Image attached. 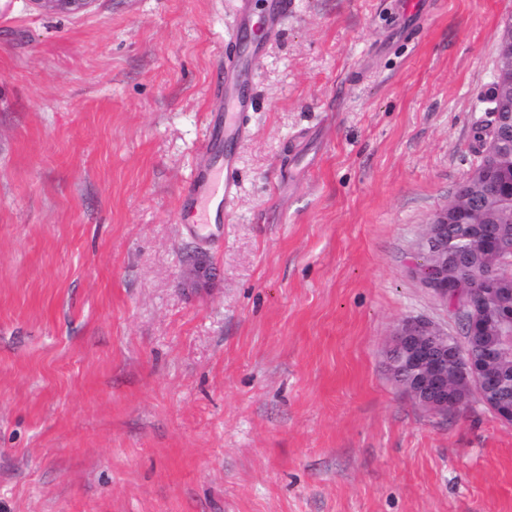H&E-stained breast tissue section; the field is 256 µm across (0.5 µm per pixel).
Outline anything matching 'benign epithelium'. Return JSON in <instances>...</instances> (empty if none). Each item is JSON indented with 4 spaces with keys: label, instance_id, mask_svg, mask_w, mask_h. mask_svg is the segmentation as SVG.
<instances>
[{
    "label": "benign epithelium",
    "instance_id": "7a95c632",
    "mask_svg": "<svg viewBox=\"0 0 512 512\" xmlns=\"http://www.w3.org/2000/svg\"><path fill=\"white\" fill-rule=\"evenodd\" d=\"M41 8L56 13H75L88 9L93 0H34ZM495 81L501 87L502 98L497 103L499 111L492 114L498 135L484 146L481 162L475 164L467 179L457 187L455 204L438 210L427 226L425 234L416 244L420 263L414 273L423 287L430 290L443 304L460 290L457 277L475 263L474 255H509L512 264V225L479 224L474 229L475 253L458 256L454 268L448 269V225L464 224L480 209L478 199L470 196L466 186L477 179L490 191L499 189L493 177L496 148L512 137V17L507 19L498 33V64ZM193 284L204 286L211 277V268L201 258L191 270ZM494 294L498 308L490 316L484 308V299ZM448 321L457 334L448 332L434 322L422 317L401 320L392 333L387 353L388 369L393 380L417 403L427 410L446 415L450 410L465 406L459 390L465 389L469 397H476L502 423L512 425V406L491 403L485 391L493 384L489 358L470 353L472 341L486 340L490 325H495L498 336L493 347H512V280L502 275L500 267L483 268L480 288L466 296L460 308H448Z\"/></svg>",
    "mask_w": 512,
    "mask_h": 512
}]
</instances>
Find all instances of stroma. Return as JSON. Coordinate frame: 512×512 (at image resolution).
Returning <instances> with one entry per match:
<instances>
[{"instance_id": "35a3bbf8", "label": "stroma", "mask_w": 512, "mask_h": 512, "mask_svg": "<svg viewBox=\"0 0 512 512\" xmlns=\"http://www.w3.org/2000/svg\"><path fill=\"white\" fill-rule=\"evenodd\" d=\"M292 2L203 234L240 0H0V512H512V426L386 368L399 321L448 322L413 251L512 0ZM40 8L56 13H75L88 9L94 0H33ZM265 42L250 43L232 58L228 46L217 71L213 94L224 112L222 120L205 144L212 164L200 171L182 192V207L195 212L196 224H223L238 192V169L233 159L224 153V140L242 137L246 132V118L251 107L249 99L240 94L250 81L251 62L263 53ZM226 58V59H225Z\"/></svg>"}]
</instances>
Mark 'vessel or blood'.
I'll list each match as a JSON object with an SVG mask.
<instances>
[{"label": "vessel or blood", "instance_id": "obj_1", "mask_svg": "<svg viewBox=\"0 0 512 512\" xmlns=\"http://www.w3.org/2000/svg\"><path fill=\"white\" fill-rule=\"evenodd\" d=\"M292 8V0H270L262 20H255L250 0H242L239 16L241 28L261 22L267 36H275L283 19ZM265 44L257 40L232 57L223 59L213 85L223 117L215 126L205 144L212 163L200 171L182 193V206L195 213L200 224H220L229 211L238 192V169L230 156L224 153L225 141L242 137L246 132V118L251 107L241 89L250 80L251 62L261 56Z\"/></svg>", "mask_w": 512, "mask_h": 512}]
</instances>
